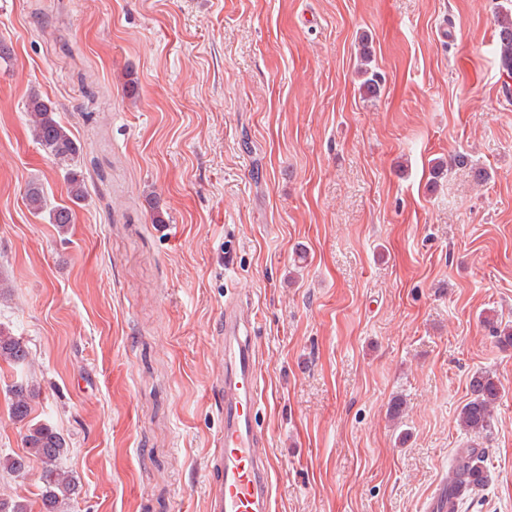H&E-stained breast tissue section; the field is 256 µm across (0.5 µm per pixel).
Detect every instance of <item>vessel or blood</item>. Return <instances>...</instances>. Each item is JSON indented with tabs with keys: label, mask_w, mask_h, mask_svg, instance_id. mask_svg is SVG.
Instances as JSON below:
<instances>
[{
	"label": "vessel or blood",
	"mask_w": 512,
	"mask_h": 512,
	"mask_svg": "<svg viewBox=\"0 0 512 512\" xmlns=\"http://www.w3.org/2000/svg\"><path fill=\"white\" fill-rule=\"evenodd\" d=\"M220 333L224 433L207 460V512H272L274 466L257 421L262 389L253 325L237 300L225 302Z\"/></svg>",
	"instance_id": "vessel-or-blood-1"
}]
</instances>
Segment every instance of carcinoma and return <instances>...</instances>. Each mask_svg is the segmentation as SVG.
<instances>
[{
    "label": "carcinoma",
    "mask_w": 512,
    "mask_h": 512,
    "mask_svg": "<svg viewBox=\"0 0 512 512\" xmlns=\"http://www.w3.org/2000/svg\"><path fill=\"white\" fill-rule=\"evenodd\" d=\"M496 46L500 53L502 66L512 73V8L500 7L496 20ZM360 89L368 96L380 94L382 75L370 66L371 50L368 44L361 45ZM24 112L33 140L57 165L66 169L67 194L71 205L48 207V200L41 184L31 182L25 190V200L31 210L39 213L49 210L50 223L65 227L74 223L73 206L87 197L83 176L71 167V162L80 154V146L72 136L71 130L57 115L53 101L34 90L24 102ZM492 325L497 344L502 348L512 347V324L504 325L485 317ZM28 357L25 342L18 336L0 328V363L18 367ZM470 397L459 412V426L467 433L479 436L486 432L494 418V408L501 398L499 382L487 373L478 372L469 383ZM40 387L29 379L15 382L9 390V409L12 417L26 425L23 437V455L0 457V470L9 474L21 475L35 458L42 464L40 480L41 512H65L70 502L79 493L75 477L61 465L67 452L65 439L47 424H33L29 420L32 402L39 396ZM484 452L480 448H459L452 461L451 470L479 473L476 485L487 481V469L484 466ZM0 512H32L31 504L25 499L0 498Z\"/></svg>",
    "instance_id": "carcinoma-1"
}]
</instances>
